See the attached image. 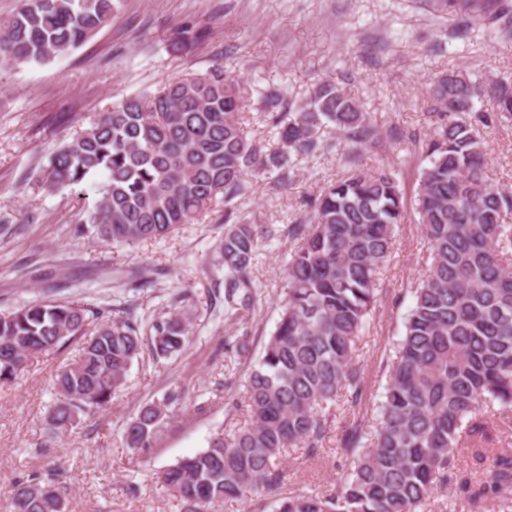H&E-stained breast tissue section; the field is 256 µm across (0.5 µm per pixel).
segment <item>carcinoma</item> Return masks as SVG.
<instances>
[{
	"mask_svg": "<svg viewBox=\"0 0 512 512\" xmlns=\"http://www.w3.org/2000/svg\"><path fill=\"white\" fill-rule=\"evenodd\" d=\"M470 9V0H428L435 12ZM114 0H22L0 22V68L47 63L78 48L111 18ZM512 31L504 3L465 23ZM249 91L217 64L155 93L128 97L99 114L50 158L39 191L76 188L100 176L85 223L112 246L164 238L192 224L224 195V237L203 264L224 273V319L255 308L254 261L277 230L240 220L249 176L291 178L293 159L340 155L355 163L379 143L376 118L338 83L323 80L290 102L280 91L260 94L275 142L262 150L247 137ZM492 110L478 106L482 98ZM429 131L412 134L428 161L413 197L392 167H354L323 187L288 225L298 241L287 262L279 318L246 380L245 426L215 436L159 480L186 506L202 512L226 499L279 489V461L289 448L317 455L344 394L357 401L362 374L357 343L376 315L394 228L407 207L419 216L429 249L424 278L412 289L403 335L382 362L387 383L370 429L336 426L352 458L340 492L276 498L271 512H423L438 484L455 482L470 512L512 508V457L497 456L488 479L458 477L456 453L481 458L492 432L512 431V192L490 174L483 128L512 120V80L486 86L461 71L443 74L426 99ZM154 271L128 273L132 290L150 287ZM65 300H40L0 312V382H11L37 355L78 344L77 359L59 367L54 432L99 413L124 385L144 351L160 361L189 345L178 312L139 318ZM180 394L142 407L125 425L127 448L152 447ZM13 512H65L57 474L34 472L10 487Z\"/></svg>",
	"mask_w": 512,
	"mask_h": 512,
	"instance_id": "1",
	"label": "carcinoma"
}]
</instances>
